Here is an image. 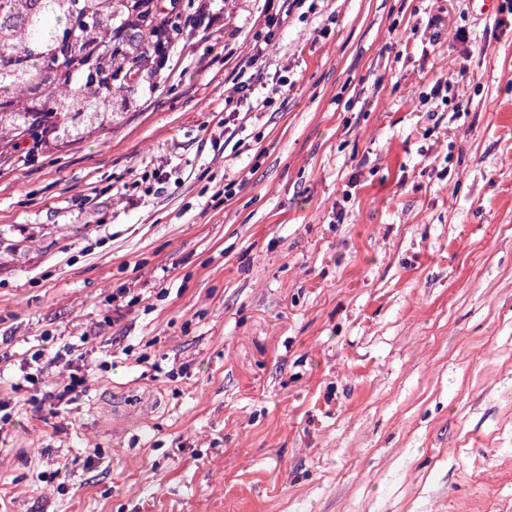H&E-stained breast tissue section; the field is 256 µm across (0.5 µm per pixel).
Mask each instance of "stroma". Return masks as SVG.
I'll return each instance as SVG.
<instances>
[{"label":"stroma","mask_w":512,"mask_h":512,"mask_svg":"<svg viewBox=\"0 0 512 512\" xmlns=\"http://www.w3.org/2000/svg\"><path fill=\"white\" fill-rule=\"evenodd\" d=\"M314 4L213 0L0 163V512H512V0ZM52 338L55 418L7 387Z\"/></svg>","instance_id":"stroma-1"}]
</instances>
